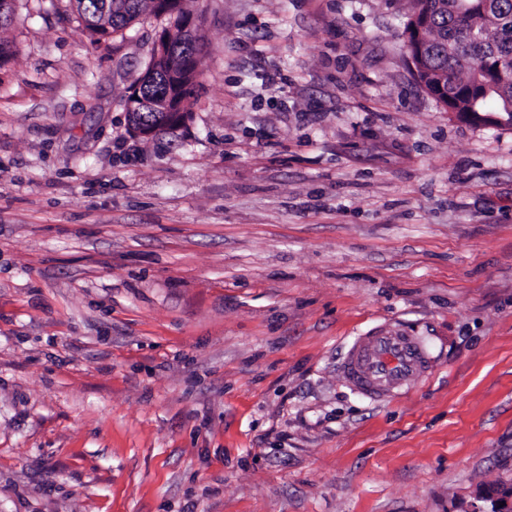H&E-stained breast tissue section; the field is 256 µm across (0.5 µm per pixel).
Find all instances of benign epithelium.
Masks as SVG:
<instances>
[{
  "label": "benign epithelium",
  "instance_id": "benign-epithelium-1",
  "mask_svg": "<svg viewBox=\"0 0 512 512\" xmlns=\"http://www.w3.org/2000/svg\"><path fill=\"white\" fill-rule=\"evenodd\" d=\"M157 13L168 17L169 26L156 38L153 53L147 63L150 72H162L168 79L166 93L152 99L143 96L144 77L129 88L123 100L126 112L136 109L155 110L156 119L137 126L134 135L151 139L164 131L172 130L186 121L183 91L189 78L195 75L198 56L194 47L198 42V27L194 16L188 14L185 0H156ZM426 24L415 23L406 33L407 49L418 48L425 39Z\"/></svg>",
  "mask_w": 512,
  "mask_h": 512
}]
</instances>
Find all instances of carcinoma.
<instances>
[{"instance_id": "carcinoma-1", "label": "carcinoma", "mask_w": 512, "mask_h": 512, "mask_svg": "<svg viewBox=\"0 0 512 512\" xmlns=\"http://www.w3.org/2000/svg\"><path fill=\"white\" fill-rule=\"evenodd\" d=\"M81 31L99 44L128 28L149 10V0H73ZM428 24L422 49L425 90L440 80L462 112L499 117L512 128V80H501L493 68L512 67V0H410V14Z\"/></svg>"}]
</instances>
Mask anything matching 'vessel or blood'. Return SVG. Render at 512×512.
<instances>
[{
  "mask_svg": "<svg viewBox=\"0 0 512 512\" xmlns=\"http://www.w3.org/2000/svg\"><path fill=\"white\" fill-rule=\"evenodd\" d=\"M432 369L421 340L402 326H382L356 337L341 363L348 386L374 402L410 391Z\"/></svg>",
  "mask_w": 512,
  "mask_h": 512,
  "instance_id": "b4317fda",
  "label": "vessel or blood"
}]
</instances>
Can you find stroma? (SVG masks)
<instances>
[{"label": "stroma", "instance_id": "35a3bbf8", "mask_svg": "<svg viewBox=\"0 0 512 512\" xmlns=\"http://www.w3.org/2000/svg\"><path fill=\"white\" fill-rule=\"evenodd\" d=\"M186 125L122 101L167 21L0 39V512H489L512 483V128L448 112L407 0H196ZM437 369L372 402L347 343ZM433 358L407 328H374L348 346L341 372L348 386L373 402L409 392L433 370Z\"/></svg>", "mask_w": 512, "mask_h": 512}]
</instances>
